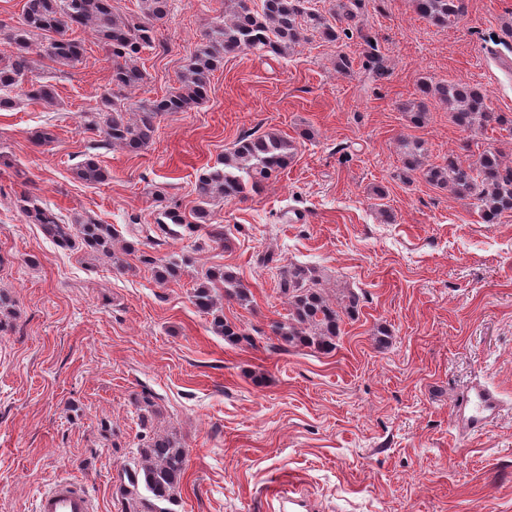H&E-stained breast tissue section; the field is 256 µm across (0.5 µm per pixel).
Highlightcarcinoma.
I'll list each match as a JSON object with an SVG mask.
<instances>
[{"label": "carcinoma", "mask_w": 512, "mask_h": 512, "mask_svg": "<svg viewBox=\"0 0 512 512\" xmlns=\"http://www.w3.org/2000/svg\"><path fill=\"white\" fill-rule=\"evenodd\" d=\"M172 0H138L139 14L129 17L116 9L112 0H25L18 25L9 29L3 41L8 60L0 64V111L15 105L9 96L19 91L31 101L54 105V86L28 76L32 72L31 55L36 54L59 67H75L82 60L84 43L67 35L73 27L90 28L112 59V95L103 98L91 111L81 115L84 130L101 137V142L137 154L153 142L157 123L169 113L188 112L203 104L211 89L214 73L224 66V58L243 52L285 55L312 36L329 43L351 38L352 30L369 48L366 67L377 78L387 75L383 60L372 52L373 36L350 23L363 15L366 0H334L331 7L319 11L309 0H261L253 8L249 0H224V17L207 30L202 42L184 66L179 87L154 99L129 102L126 94L147 80V73L138 60L155 48L158 23L168 18ZM417 13L429 22L446 26L465 15V0H413ZM419 102L403 105L413 123H421L427 112L425 100L435 99L447 107L454 122L463 130L511 124L512 120L492 111L486 94L478 87L422 81L418 85ZM406 170L419 172L427 182L446 187L459 200L470 201L486 224L512 212V167L504 164L500 151L485 150L470 162L450 155L439 166L424 163L425 149L415 140L401 144ZM294 142L270 130L259 135L245 134L233 150L224 154L220 166L200 175L195 183L197 208L186 214L172 201L162 207L155 218L162 233L171 227L184 235L195 234L207 226L209 239L228 249L232 238L229 230L214 218L210 206L217 198L227 203L242 201L276 179L294 158ZM76 176L87 184L102 183L108 172L92 156L75 169ZM22 210L29 222L37 224L58 246L101 253L113 263L125 267V261L112 253L116 237L110 224L93 220L66 223L51 208L37 199L25 196ZM139 260L153 266L156 280L163 284L176 274L181 261L159 263L140 255ZM224 285V296L241 305L251 302V291L230 270L215 268L206 271L193 288L195 306L213 315L212 327L224 340L254 345L246 329L218 314L215 294L217 285ZM280 293L287 297L288 318L274 321L271 334L290 347H307L329 354L336 349L341 333V313L352 317L357 311L358 296L348 292L342 304L332 303L322 288L315 270L293 266L280 272ZM137 453L136 468L128 471L132 494L141 505L140 512H174L177 492L185 474L187 453L176 439L153 437Z\"/></svg>", "instance_id": "carcinoma-1"}]
</instances>
